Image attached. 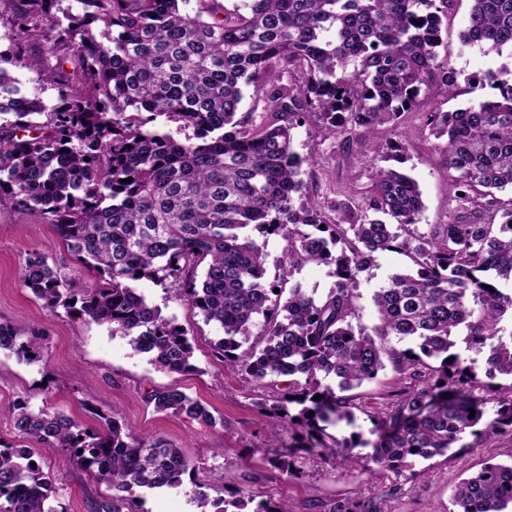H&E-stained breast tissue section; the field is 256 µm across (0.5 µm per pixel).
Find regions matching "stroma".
Here are the masks:
<instances>
[{"label":"stroma","mask_w":512,"mask_h":512,"mask_svg":"<svg viewBox=\"0 0 512 512\" xmlns=\"http://www.w3.org/2000/svg\"><path fill=\"white\" fill-rule=\"evenodd\" d=\"M470 0H455L442 19L440 61L458 73V95L447 98L441 88H433L420 98L412 113L399 125L381 127L376 143L358 136L328 137L315 115L293 131L294 149L306 162L301 178L306 194L318 201L363 202L379 168L400 164L418 182L425 209L419 223L443 224L452 208L453 185L448 177L442 143L429 133L428 113L448 111L475 103L477 93L467 83L474 74L494 72L498 79L512 83V50L485 54L480 45L461 47L457 34L470 12ZM396 141L398 156L379 151V144ZM268 281L290 288H303L325 295L336 278L330 265L308 264L287 272L280 263L286 242L272 236L264 240ZM42 257L68 274H82L57 238L51 225L40 222L25 210L0 214V323L43 336L42 361L26 363L5 350L0 351V405L25 399L33 406L49 402L78 422L97 427L96 412L113 413L135 434L156 436L180 448L194 467L196 480L206 483L224 500H237L246 492L249 501L240 512H253L255 503L287 500L297 512L356 494L376 493L380 486L400 484L402 491L387 502L389 512H448L455 485L481 469L488 459L512 461V436L496 437L490 447H456L442 456L414 462L416 470H428L427 481L415 480L412 473H386L378 479L372 473L347 467L342 455L298 454L292 461L289 478H281L272 461L276 450L270 445L272 420L259 412L257 402L273 399L269 389H259L253 380L225 368L213 355V342L219 329L205 323L201 315L163 286L149 281L138 288L165 318L187 330L193 339L196 372L167 373L157 370L148 355L131 349L125 338L112 335L108 328L85 321L64 309H46L20 280L26 258ZM409 259L400 253L384 252L357 285L358 324L369 327L376 321L371 296L390 275L406 270ZM180 387L205 404L214 415L223 416V426L170 417L153 412L143 401L144 393L167 386ZM59 495L56 505L66 512H91L94 500L110 496L106 484L90 473L57 458L48 459ZM191 483L181 488L149 491L134 489L133 512H196L191 500Z\"/></svg>","instance_id":"35a3bbf8"}]
</instances>
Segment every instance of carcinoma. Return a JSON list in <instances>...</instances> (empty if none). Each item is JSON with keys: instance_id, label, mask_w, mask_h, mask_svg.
Returning a JSON list of instances; mask_svg holds the SVG:
<instances>
[{"instance_id": "carcinoma-1", "label": "carcinoma", "mask_w": 512, "mask_h": 512, "mask_svg": "<svg viewBox=\"0 0 512 512\" xmlns=\"http://www.w3.org/2000/svg\"><path fill=\"white\" fill-rule=\"evenodd\" d=\"M17 31L12 57L56 91L47 103L22 92L0 67V213L30 212L50 224L94 281L60 275L41 257L26 260L21 282L43 305L76 312L128 339L168 373L198 371L187 332L162 316L136 283L176 285L175 296L215 324L217 359L276 389L273 442L281 471L299 452L342 449L350 467L396 473L408 460L444 455L470 434H512V84L492 73L472 90H496L472 106L428 113L431 135L453 172L454 212L446 224L418 227L424 210L415 179L376 172L362 205L325 206L309 198L293 129L308 109L322 131L371 137L395 125L433 86L456 94L458 73L438 61L441 16L455 0H7ZM462 46L486 54L512 47V0H471ZM42 41L43 56H28ZM297 70L303 81L261 84L270 71ZM264 94L267 119L256 130L235 119L248 87ZM45 117L38 122L34 117ZM176 124L177 139L157 127ZM132 178L126 183L124 179ZM286 241L282 262L335 266L326 295L297 284L288 297L266 279V254L252 235ZM411 260L371 297L378 321L354 325L358 276L378 254ZM491 289H485V286ZM262 332L251 337L256 317ZM465 330L466 358L458 351ZM0 350L42 358V338L0 323ZM392 369L397 388L370 416L373 442L355 436L324 443L323 424L354 421L353 390ZM495 417L483 422L487 394ZM322 398L315 399L316 395ZM154 411L224 425L177 386L144 396ZM475 416H470V410ZM314 415H309V412ZM18 437L61 454L112 488L92 512L131 508L133 488L176 489L193 471L180 449L130 432L112 415L84 427L48 403L7 408ZM371 446L361 456L353 449ZM33 448L0 443V512H58L53 473ZM197 512H228L208 486L190 479ZM380 496L356 495L326 512H386ZM450 512L512 509V462H487L457 483Z\"/></svg>"}]
</instances>
